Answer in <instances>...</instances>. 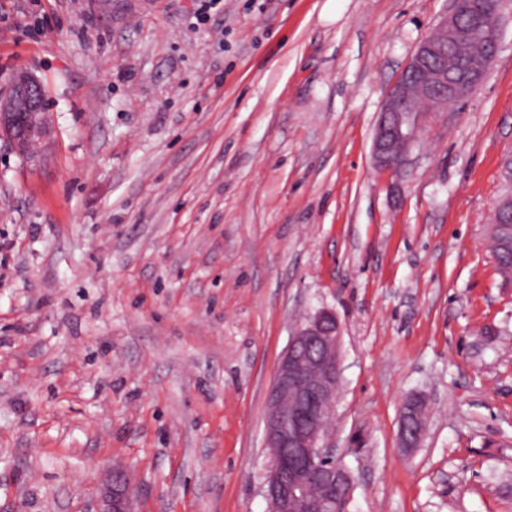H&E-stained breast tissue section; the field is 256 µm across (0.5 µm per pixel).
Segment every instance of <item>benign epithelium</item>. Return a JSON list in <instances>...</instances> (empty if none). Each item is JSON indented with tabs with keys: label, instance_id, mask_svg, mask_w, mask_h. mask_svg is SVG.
<instances>
[{
	"label": "benign epithelium",
	"instance_id": "obj_1",
	"mask_svg": "<svg viewBox=\"0 0 512 512\" xmlns=\"http://www.w3.org/2000/svg\"><path fill=\"white\" fill-rule=\"evenodd\" d=\"M504 3L487 0L474 19L470 0H450L449 12L419 41L380 109L373 139L378 171H403L418 141L420 117L448 111L483 83L499 49ZM475 37L485 48L479 56L469 52ZM44 91L40 79L20 69L9 92H0V139L20 155L47 133ZM340 333L336 313L322 308L296 326L278 361L266 400L264 443L285 452L268 463L269 512H349L353 477L328 442L340 382ZM424 429V401L410 395L399 417L400 447H419ZM96 512H133L123 475H112Z\"/></svg>",
	"mask_w": 512,
	"mask_h": 512
}]
</instances>
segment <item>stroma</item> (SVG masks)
Here are the masks:
<instances>
[{
	"label": "stroma",
	"mask_w": 512,
	"mask_h": 512,
	"mask_svg": "<svg viewBox=\"0 0 512 512\" xmlns=\"http://www.w3.org/2000/svg\"><path fill=\"white\" fill-rule=\"evenodd\" d=\"M0 0V512H268L265 399L298 319L341 326L350 512H512V284L481 236L512 151V0L398 189L382 102L449 0ZM423 397L420 448L398 446ZM43 82L26 70H18L8 93L0 91V139L20 155H28L47 133V99ZM35 136L29 133V124ZM424 401L418 395L406 397L400 417L398 441L403 450L418 448L424 433ZM96 512H133L132 500L123 474H113L99 498Z\"/></svg>",
	"instance_id": "stroma-1"
}]
</instances>
